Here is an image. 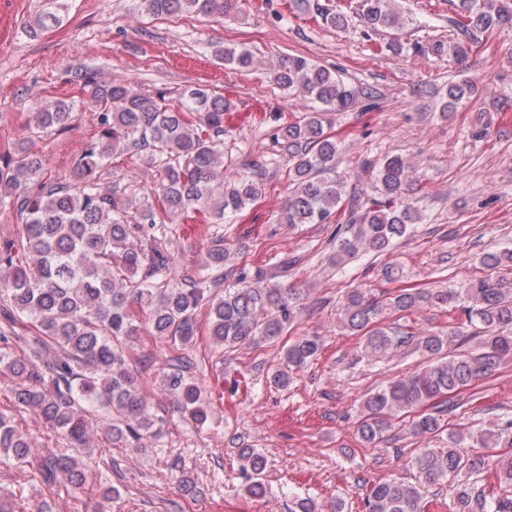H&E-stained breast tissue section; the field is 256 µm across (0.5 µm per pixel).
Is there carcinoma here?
Wrapping results in <instances>:
<instances>
[{"label": "carcinoma", "instance_id": "1", "mask_svg": "<svg viewBox=\"0 0 512 512\" xmlns=\"http://www.w3.org/2000/svg\"><path fill=\"white\" fill-rule=\"evenodd\" d=\"M154 19L204 16L238 17L243 0H133ZM296 6L331 28L345 16L320 0H293ZM397 0H363V22L371 31L403 28L408 18ZM453 24L465 36L503 25L512 27V0H458ZM213 56L239 71L255 67L256 55L242 44L212 46ZM96 113L98 133L75 160L71 172L46 178V159L33 151L36 141L68 127L74 104L56 101L31 114L18 157L0 156V209L19 219L17 232L0 240V374L11 381L18 408L42 418L74 455L47 451L32 456L31 443L14 417L0 412V459L28 471L51 490L60 480L83 488L93 468L107 460L90 446V409L104 413V438L113 448H150L164 435L166 420L145 395L130 351L144 326L169 350L160 385L174 397L186 420L202 428L210 403L194 375L188 354L205 316L208 336L220 349L274 345L302 316L305 289L283 286L259 269L251 275L237 252L224 245V219L239 215L263 194V165L246 172L224 165L226 97L194 87L175 98L166 90L142 93L129 82H102L91 70L75 74ZM288 96L314 107L302 119L279 128L276 140L288 156L293 184L282 206L287 224H328L347 196L337 172L339 148L324 131V115L348 108L359 96L350 83L304 57L280 64L273 77ZM469 84H451L443 111L470 97ZM136 158L153 175L142 192L112 183V159ZM375 169L380 198L348 218L330 238L340 265L361 252L380 254L423 222L411 192L415 168L399 155L386 156ZM213 227L204 252L192 267L176 270V225ZM490 274L462 288L435 291L399 288L376 295L352 288L343 297L337 327L362 338L363 356L390 360L410 348L430 360L419 371L402 374L369 392L360 406L357 433L377 448L399 432L424 442L412 459L416 483L399 478L376 482L363 512H427L421 489L457 480L456 512H512V457L494 461L501 494L486 493L471 477L486 464L483 455L464 451L467 438L448 434V447L433 448L445 431L444 416L477 381L512 364V281L496 275L512 270V248L480 257ZM424 305L465 315L448 333H415L393 328L387 319ZM477 342L479 353L459 349ZM19 347L32 354L10 353ZM323 339L299 336L283 350L280 366L266 373L286 389L316 360ZM481 448L512 447V418L493 421L476 437ZM250 474L245 491L265 492V460L241 452Z\"/></svg>", "mask_w": 512, "mask_h": 512}]
</instances>
